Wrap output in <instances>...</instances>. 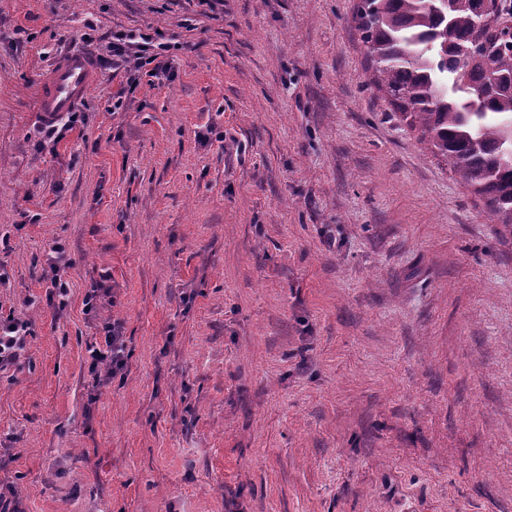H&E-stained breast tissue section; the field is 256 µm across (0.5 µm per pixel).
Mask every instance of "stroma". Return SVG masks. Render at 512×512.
<instances>
[{"mask_svg":"<svg viewBox=\"0 0 512 512\" xmlns=\"http://www.w3.org/2000/svg\"><path fill=\"white\" fill-rule=\"evenodd\" d=\"M354 3L0 0L16 512H512V227L369 86ZM120 30L160 33L169 75L125 94ZM66 52L96 78L49 142ZM52 252L55 254V256H51L49 259L50 266L53 271V277L51 278L52 289L50 291V295L52 300H54V297H56L58 305L62 307L66 304V298L70 291V283L63 279L58 272L60 271V265L62 263L64 266L69 264L66 258L67 249L62 244H56L53 246ZM30 336L28 322L15 317L0 319V371L25 357ZM125 341L115 325L105 327L104 346L102 349H95L91 353V364L93 372H98L100 367L110 369H122L124 362Z\"/></svg>","mask_w":512,"mask_h":512,"instance_id":"35a3bbf8","label":"stroma"}]
</instances>
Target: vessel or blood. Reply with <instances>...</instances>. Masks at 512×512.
I'll list each match as a JSON object with an SVG mask.
<instances>
[{
	"label": "vessel or blood",
	"mask_w": 512,
	"mask_h": 512,
	"mask_svg": "<svg viewBox=\"0 0 512 512\" xmlns=\"http://www.w3.org/2000/svg\"><path fill=\"white\" fill-rule=\"evenodd\" d=\"M95 80L90 61L79 54L59 57L40 80V106L45 119L71 112Z\"/></svg>",
	"instance_id": "1"
}]
</instances>
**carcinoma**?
<instances>
[{"label":"carcinoma","instance_id":"carcinoma-1","mask_svg":"<svg viewBox=\"0 0 512 512\" xmlns=\"http://www.w3.org/2000/svg\"><path fill=\"white\" fill-rule=\"evenodd\" d=\"M512 0H359L352 20L372 83L512 226V46L498 18Z\"/></svg>","mask_w":512,"mask_h":512}]
</instances>
